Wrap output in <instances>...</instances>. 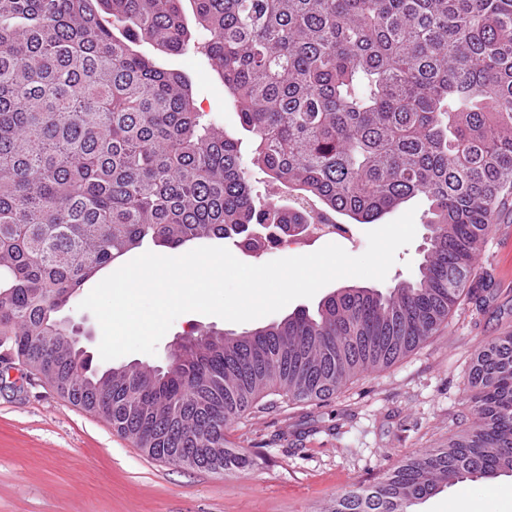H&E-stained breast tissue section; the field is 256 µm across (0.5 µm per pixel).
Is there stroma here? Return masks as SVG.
Here are the masks:
<instances>
[{"mask_svg": "<svg viewBox=\"0 0 512 512\" xmlns=\"http://www.w3.org/2000/svg\"><path fill=\"white\" fill-rule=\"evenodd\" d=\"M186 73L198 111L243 137L224 85L195 50L167 55ZM416 235L398 250L387 290L417 276L428 234V201L416 196ZM349 231L338 240L309 237L279 250L249 252L226 241L240 261L261 265L313 253L337 242L350 255L368 246V225L338 216ZM475 265L487 288L454 310L427 343L386 370L358 376L331 399L288 402L268 396L264 409L232 424L226 445L245 450L250 468L229 474L184 469L152 459L92 411L69 403L38 376L0 360V512H317L344 491L375 483L389 466L437 447L456 428L469 397L466 375L487 341L512 331V212L489 230ZM263 319L232 323L199 313L175 319L155 354L132 353L114 366H167L176 339L197 330L242 332ZM512 477L465 481L474 512H512Z\"/></svg>", "mask_w": 512, "mask_h": 512, "instance_id": "obj_1", "label": "stroma"}]
</instances>
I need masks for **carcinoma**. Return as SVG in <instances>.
<instances>
[{"mask_svg":"<svg viewBox=\"0 0 512 512\" xmlns=\"http://www.w3.org/2000/svg\"><path fill=\"white\" fill-rule=\"evenodd\" d=\"M201 46L249 133L248 162L291 204L255 200L242 141L190 79L135 49ZM429 202L412 281L343 286L241 333L200 331L175 364L91 370L58 316L146 240L249 249L336 215ZM512 196V0H0V349L149 457L232 473L225 431L268 395L332 397L434 336L484 275ZM471 423L324 512H414L442 488L512 474V333L467 375Z\"/></svg>","mask_w":512,"mask_h":512,"instance_id":"carcinoma-1","label":"carcinoma"}]
</instances>
